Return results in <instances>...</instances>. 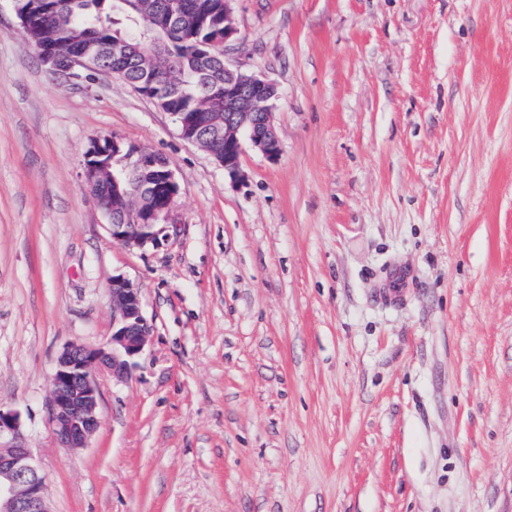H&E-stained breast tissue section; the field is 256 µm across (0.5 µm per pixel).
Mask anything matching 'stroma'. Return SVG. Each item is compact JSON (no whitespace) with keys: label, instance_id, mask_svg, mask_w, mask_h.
<instances>
[{"label":"stroma","instance_id":"35a3bbf8","mask_svg":"<svg viewBox=\"0 0 512 512\" xmlns=\"http://www.w3.org/2000/svg\"><path fill=\"white\" fill-rule=\"evenodd\" d=\"M277 161L231 184L124 83L61 84L0 0V407L53 512H512V0H236ZM166 157L168 242L115 243L100 134ZM153 333L61 447L55 360Z\"/></svg>","mask_w":512,"mask_h":512}]
</instances>
